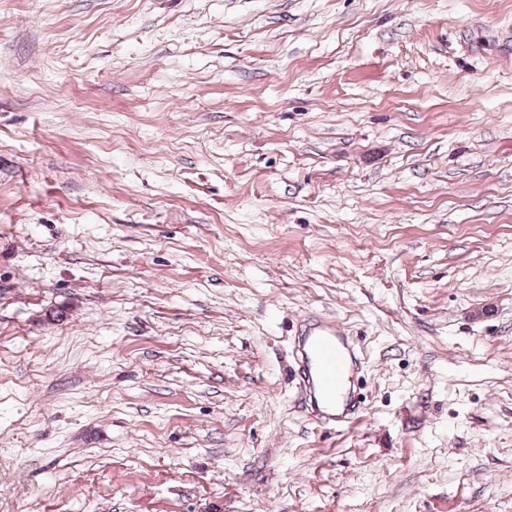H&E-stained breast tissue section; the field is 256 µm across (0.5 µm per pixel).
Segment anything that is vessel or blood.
Masks as SVG:
<instances>
[{
    "label": "vessel or blood",
    "instance_id": "obj_1",
    "mask_svg": "<svg viewBox=\"0 0 512 512\" xmlns=\"http://www.w3.org/2000/svg\"><path fill=\"white\" fill-rule=\"evenodd\" d=\"M296 355L294 376L317 421L330 426L357 423L362 406L354 372L360 360L344 328L333 319L306 315L297 331Z\"/></svg>",
    "mask_w": 512,
    "mask_h": 512
}]
</instances>
